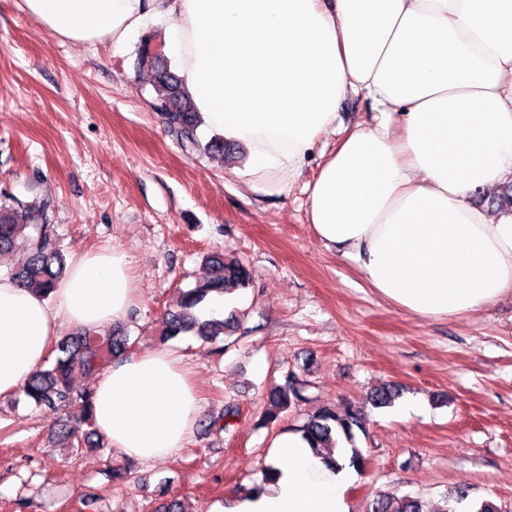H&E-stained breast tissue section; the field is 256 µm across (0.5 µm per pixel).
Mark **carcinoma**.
Returning <instances> with one entry per match:
<instances>
[{"label":"carcinoma","mask_w":512,"mask_h":512,"mask_svg":"<svg viewBox=\"0 0 512 512\" xmlns=\"http://www.w3.org/2000/svg\"><path fill=\"white\" fill-rule=\"evenodd\" d=\"M139 66L152 73L150 106L157 112L169 132L189 152L226 155L224 138L213 135L201 143L197 130L201 124L195 105L183 89L181 79L171 69L167 58L151 34L141 39ZM16 252L9 277L20 286L45 296L57 287L63 274L66 258L59 248L56 226L48 218V205H30L19 214L0 207V252ZM208 275L193 287L179 292L177 306L165 313V336L173 338L191 333L202 342L215 346L222 354L230 348L224 343L228 320L202 312L203 301L212 293L224 294L246 290L253 282L252 272L237 260L212 252L204 257ZM130 349V338L121 328L107 335L92 330H76L60 336L49 346L46 365L37 369L25 382L21 394L36 406L59 412L73 406L81 408L79 425L56 422L55 432L71 447L92 445L96 425L92 415V399L96 376L108 364L123 358ZM86 380L78 389L75 379ZM303 401L296 380H288L267 394L263 421L273 424L291 406ZM364 428L360 410L350 404L341 407L322 406L310 415L299 432L315 451L326 453L325 459L337 465L333 452L338 440L351 444L350 464L357 471L366 469L368 459L353 445L354 431ZM372 512H424L420 501L380 495L373 501Z\"/></svg>","instance_id":"obj_1"}]
</instances>
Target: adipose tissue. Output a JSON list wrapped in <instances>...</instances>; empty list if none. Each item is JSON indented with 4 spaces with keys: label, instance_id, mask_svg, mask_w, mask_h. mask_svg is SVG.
Instances as JSON below:
<instances>
[{
    "label": "adipose tissue",
    "instance_id": "1",
    "mask_svg": "<svg viewBox=\"0 0 512 512\" xmlns=\"http://www.w3.org/2000/svg\"><path fill=\"white\" fill-rule=\"evenodd\" d=\"M54 36L127 46L155 27L203 129L241 146L253 193L302 185L322 245L385 303L426 319L512 291V214L476 193L512 182V0H22ZM350 96L372 120L337 129ZM317 172L303 181L311 157ZM136 280L119 247L80 255L50 296L0 277V395L17 392L65 327L125 322ZM202 411L181 356L112 363L95 423L135 461L176 457ZM274 483L221 512H352L349 450L332 467L300 434L271 445Z\"/></svg>",
    "mask_w": 512,
    "mask_h": 512
}]
</instances>
